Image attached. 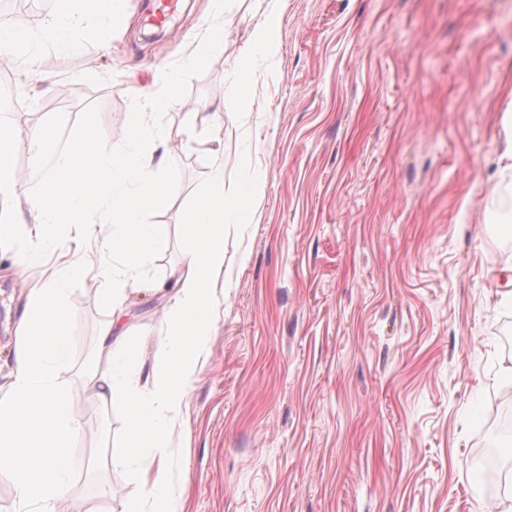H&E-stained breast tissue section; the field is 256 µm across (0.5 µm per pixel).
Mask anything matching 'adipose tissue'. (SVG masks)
<instances>
[{
    "label": "adipose tissue",
    "instance_id": "adipose-tissue-1",
    "mask_svg": "<svg viewBox=\"0 0 512 512\" xmlns=\"http://www.w3.org/2000/svg\"><path fill=\"white\" fill-rule=\"evenodd\" d=\"M61 2L59 14L36 39L21 22H0V48L21 57L29 73L40 70V43L59 50L71 47L68 34L80 17L81 3ZM279 30L278 15L265 14L232 68L234 91L255 81L256 55L277 53ZM177 104L169 76H161L156 89L138 91L134 137L123 150L82 135L49 157L45 149L54 134L52 125L26 130L0 126V247L12 251L17 267L42 262L76 235L103 238L106 251L123 260L118 268L99 267L100 276L114 285L112 315L98 330L96 363L82 370L96 398L103 405L120 406L126 414V436L107 446L106 459L112 467L131 470L144 493L128 499L123 512H184L181 496L168 482L175 453L171 433L197 380L224 296V220L247 222L256 196V185L249 182L241 185L237 197L225 198L224 172L216 170L205 194L182 219L185 267L171 273L167 286L144 278L149 260L168 248L165 233L147 216L169 203L168 185L159 173L172 166L169 146L181 136L173 128L152 131L150 119ZM24 140L35 156L46 160L43 190L29 197L22 194L15 167ZM27 222L34 224L40 238L37 247H29L23 236ZM82 271L72 260L27 286L13 367L0 385V470L10 476L15 512H59L79 463L75 447L81 424L58 377L72 366L73 338L64 301ZM130 285L169 294L161 322L164 335L150 364L129 338L123 296Z\"/></svg>",
    "mask_w": 512,
    "mask_h": 512
}]
</instances>
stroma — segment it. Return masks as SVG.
<instances>
[{
    "label": "stroma",
    "instance_id": "stroma-1",
    "mask_svg": "<svg viewBox=\"0 0 512 512\" xmlns=\"http://www.w3.org/2000/svg\"><path fill=\"white\" fill-rule=\"evenodd\" d=\"M105 54L44 49V81L0 63L12 121L69 114L63 145L85 129L125 148L134 93L166 67L180 106L154 116L183 127L167 171L171 204L149 214L169 238L145 268L168 277L184 260L181 212L224 168V193L256 179L244 224L224 228V299L199 376L172 433L171 477L185 512H479L487 491L475 456L496 409L512 406V232L492 217L512 173L499 165L512 99V32L502 0H186L147 39L146 0ZM281 17L274 59L259 56L246 95L227 75L264 13ZM224 23L222 50L189 60ZM224 107V130L210 114ZM253 167L239 168V155ZM70 284L74 371L59 383L82 424L63 512H120L139 491L107 465L125 431L76 368L96 358L112 284L101 243ZM0 250V375L13 365L28 278ZM167 299L127 290L133 340L152 358ZM112 489L100 496V485Z\"/></svg>",
    "mask_w": 512,
    "mask_h": 512
}]
</instances>
